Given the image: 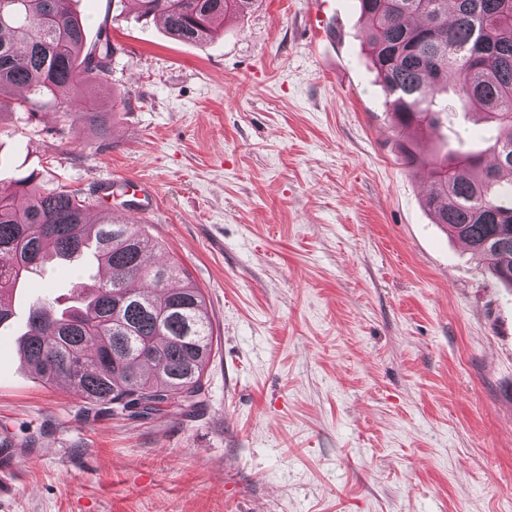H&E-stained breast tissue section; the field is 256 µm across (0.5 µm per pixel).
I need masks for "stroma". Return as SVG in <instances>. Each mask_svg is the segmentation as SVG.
Wrapping results in <instances>:
<instances>
[{
	"label": "stroma",
	"instance_id": "stroma-1",
	"mask_svg": "<svg viewBox=\"0 0 512 512\" xmlns=\"http://www.w3.org/2000/svg\"><path fill=\"white\" fill-rule=\"evenodd\" d=\"M119 50L80 95L110 113L0 108V184L130 179L139 222L207 296L216 346L190 414L115 416L0 328V512H512V289L423 204L358 0H257L204 45L135 0H72ZM491 128L449 114L430 159ZM32 276L22 307L90 278Z\"/></svg>",
	"mask_w": 512,
	"mask_h": 512
}]
</instances>
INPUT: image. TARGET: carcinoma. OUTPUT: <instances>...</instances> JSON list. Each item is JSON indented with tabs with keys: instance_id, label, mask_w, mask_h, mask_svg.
Segmentation results:
<instances>
[{
	"instance_id": "obj_1",
	"label": "carcinoma",
	"mask_w": 512,
	"mask_h": 512,
	"mask_svg": "<svg viewBox=\"0 0 512 512\" xmlns=\"http://www.w3.org/2000/svg\"><path fill=\"white\" fill-rule=\"evenodd\" d=\"M159 17L171 38L204 44L217 26L254 0H136ZM364 40L387 92L395 124L419 136L448 110H479L496 131L494 163L464 143L426 168L424 205L434 223L512 287V0H358ZM116 44L107 30L87 42L71 0H0V91L27 90L35 115L51 97L63 113L80 112L100 135L107 113L78 104L79 91L108 71ZM89 241L109 276L88 285L92 298L69 312L57 299L30 307L21 352L47 383L60 378L87 402L144 416L195 406L213 346L202 289L170 258L148 265L161 249L140 225L104 216L90 222L83 200L38 175L0 187V326L11 321L14 288L55 259L70 260Z\"/></svg>"
}]
</instances>
